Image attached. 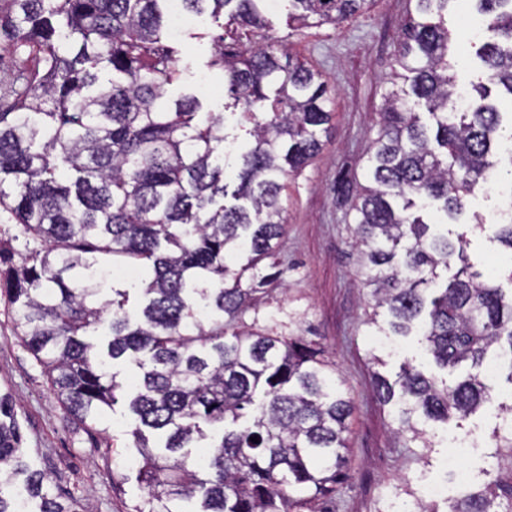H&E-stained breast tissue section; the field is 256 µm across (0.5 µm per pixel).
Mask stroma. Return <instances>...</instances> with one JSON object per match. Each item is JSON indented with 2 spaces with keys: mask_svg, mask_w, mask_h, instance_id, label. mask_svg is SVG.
<instances>
[{
  "mask_svg": "<svg viewBox=\"0 0 512 512\" xmlns=\"http://www.w3.org/2000/svg\"><path fill=\"white\" fill-rule=\"evenodd\" d=\"M415 0H369L363 14L339 25L301 28L290 21L288 0H266L270 36L283 41L326 76L331 89L332 120L320 154L301 172L284 179L283 234L270 259L277 278L264 286L259 326L278 336H301L334 364L354 402L349 419V482L317 504L318 512H382L388 491L399 488L421 500L424 482L451 483L444 466L449 434L466 435L478 447L459 459L471 470L473 489L488 482L512 487V469L494 456L497 428L512 419V388L502 387L495 403L457 423H425L429 447L408 445L396 437L399 426L393 406L379 402L373 375L395 377L410 360L433 369L417 337L402 339L390 349L385 336L366 323L371 298L362 286L364 269L354 237L351 199L363 183L364 165L379 130L384 99L398 80L395 62L400 28ZM476 21L468 0H459L448 14L456 38V73L463 84L478 82L475 62L480 42L473 36ZM209 15L195 17L178 47L181 80L169 87L168 99L195 94L203 111L222 115L228 137H242L239 112L224 106V78L208 68L214 53ZM512 208L506 183L479 185L450 230L465 234L474 270L505 283L512 252L495 239V223ZM485 224L476 227L474 215ZM379 364H372L371 356ZM6 397L18 428L19 446L31 469L50 483L74 494H88L92 512H133L144 498L131 459L133 421L124 405L110 412L105 432L91 436L68 416L51 389L42 367L13 329L8 308L0 300V397Z\"/></svg>",
  "mask_w": 512,
  "mask_h": 512,
  "instance_id": "1",
  "label": "stroma"
}]
</instances>
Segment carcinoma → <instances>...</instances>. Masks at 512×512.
Segmentation results:
<instances>
[{
    "label": "carcinoma",
    "instance_id": "1",
    "mask_svg": "<svg viewBox=\"0 0 512 512\" xmlns=\"http://www.w3.org/2000/svg\"><path fill=\"white\" fill-rule=\"evenodd\" d=\"M368 0H288L302 27L339 25ZM416 0L401 29L397 63L408 88L391 90L351 209L367 267L363 287L395 336L421 337L436 368L407 361L395 379L377 373L378 400L398 406L400 436L430 447L414 415L465 418L494 396L481 375L500 349L512 385V292L471 270L468 241L431 234L424 215L456 221L494 167L496 136L512 143V0H472L498 41L477 51L482 81L456 102L448 6ZM167 0H0V210L22 226V262L0 246V296L21 340L45 369L65 412L100 432L123 389L112 371H141L128 409L146 496L134 512H296L350 479L353 402L329 363L301 336L248 329L260 263L282 234L283 178L322 148L331 119L327 78L262 35L263 0H183L225 28L211 66L251 124L233 191L224 183V121L184 94L176 47L166 43ZM425 108L429 122L416 109ZM73 172L60 179L61 168ZM234 200L224 204V198ZM246 249L233 271L226 255ZM150 269L137 319L127 293L108 286L112 261ZM459 265L452 280L441 272ZM250 284L242 286L245 272ZM108 324L105 351L93 332ZM258 442H252V439ZM498 463L512 465V436L496 435ZM25 475L37 512H89L52 487L0 423V512H16L3 487ZM492 486L467 491L448 512H497Z\"/></svg>",
    "mask_w": 512,
    "mask_h": 512
}]
</instances>
